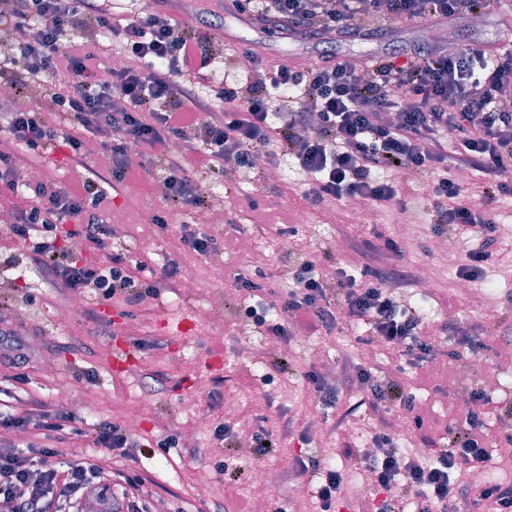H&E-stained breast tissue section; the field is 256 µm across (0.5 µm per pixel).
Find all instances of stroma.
I'll return each instance as SVG.
<instances>
[{
  "label": "stroma",
  "mask_w": 512,
  "mask_h": 512,
  "mask_svg": "<svg viewBox=\"0 0 512 512\" xmlns=\"http://www.w3.org/2000/svg\"><path fill=\"white\" fill-rule=\"evenodd\" d=\"M504 28L496 12L487 13L481 22L452 18L439 22L426 31L405 25H392L387 31L367 40H344L326 43L297 36L281 38L263 31L259 25L247 26L228 16L214 50L218 59L214 66L216 82L238 79L230 65L236 51L253 47L274 61L316 63L327 55L359 60L410 48L427 41L440 45L464 42L494 48L503 42ZM280 179L267 182L263 190L210 173L201 174L211 192L221 195L228 219L211 224V234L219 240H231L233 249L218 250L197 256L183 250L179 229L162 228L148 223L147 216L161 205L156 190L147 180L137 181L136 193H122L112 207L111 221L117 232L103 249L88 252L89 260L105 259L107 253L128 250L139 252L143 237L155 243L152 257L156 265L172 261L182 267L195 268L200 286L195 292L176 287L158 297L146 298L136 309L134 318L120 316L117 309L102 310L103 321L96 324L76 315L67 323L58 322L56 312L62 303L56 293L41 285L26 257H19L17 269L0 265V294L12 295L14 306L8 321L21 333L36 332L40 348L25 370L26 381L11 379L12 371L0 368V400L11 403L13 396L42 400L48 408H57L59 384H67L74 402L81 407L77 417L92 420L105 416L114 421L126 420L140 401L149 395L152 405L141 418L134 434L139 441L155 443L154 453L134 452L123 459L122 467L149 477L147 491L157 512H253L256 505L250 490L251 474L242 472L236 479L220 474L217 465L226 458L248 462L254 457L250 448L218 447L211 439L215 419L237 423L239 432L253 433L257 426L276 428L280 417L295 416L299 425L317 426L321 414L316 410L308 384L303 377L309 365L321 370L333 368L337 358L356 353L357 338L364 335L361 325L339 331L338 347H331L329 336L309 337L307 344L290 351L287 372L267 375L259 358L267 357L266 337L253 331L244 317L234 315L235 291L231 286L237 270H262L269 280L279 276L280 229L292 226L302 198L305 173L292 157L278 159ZM312 228L300 231L294 249L317 255H336L342 267L362 265L367 242L375 233L396 237L400 221L398 212L377 217L375 226L348 221L346 204L332 202L325 208L311 210ZM413 237L401 241L402 262L415 274H428L435 281L432 293L420 294L407 288V297L428 319L455 320L471 341H487L490 332L512 329V263H499L488 268L487 276L473 281L469 292L457 286L455 269L444 264L432 249V235L425 210L411 215ZM265 226L264 234H256L253 222ZM33 294L34 303H26L25 294ZM219 309L218 319H211L212 309ZM185 320L191 326L187 334H173L167 324ZM138 327L142 337L152 344L133 349L134 364L130 371L112 369L110 355L116 343L127 341L129 327ZM473 355L468 344L456 347L455 355L439 356L433 370L424 376L417 392L425 414L435 433H443L453 423L461 405L468 398L471 383L460 382L457 372ZM198 392L193 411H185L182 402L191 392ZM258 393L265 399L262 408H251L248 394ZM109 399L105 410L90 404L92 395ZM175 436L177 445L161 447V440ZM346 441L340 434L323 439L314 434L309 446L322 463L342 468L348 490L361 487L359 469L341 455ZM293 454L284 447L277 455L262 459L271 482L277 486L275 496L266 498L263 512H315L312 486L306 482L288 481L286 471ZM211 475L208 484L194 481L195 470Z\"/></svg>",
  "instance_id": "35a3bbf8"
}]
</instances>
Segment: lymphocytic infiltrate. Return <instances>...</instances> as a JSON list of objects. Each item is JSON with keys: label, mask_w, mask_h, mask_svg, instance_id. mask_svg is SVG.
Returning a JSON list of instances; mask_svg holds the SVG:
<instances>
[{"label": "lymphocytic infiltrate", "mask_w": 512, "mask_h": 512, "mask_svg": "<svg viewBox=\"0 0 512 512\" xmlns=\"http://www.w3.org/2000/svg\"><path fill=\"white\" fill-rule=\"evenodd\" d=\"M170 0H155L151 10L138 8L115 16L112 0H12L0 11V29L15 37L12 53L0 58V86L12 90L0 99V131L13 150H0V198L12 200L9 233L25 251L40 279L64 299L88 294L114 298L130 307L156 296L176 277L169 264L154 280L142 278L144 262L122 254L97 265L84 259L67 238L84 246L103 245L113 234L108 219L112 202L133 176L131 149L150 148L149 165L160 167L156 186L163 209L184 214L204 210L211 196L198 172L220 174L225 158L236 169L256 172L255 159L294 157L308 174L304 199L318 207L330 200L361 198L391 204L406 213L413 203L405 186L385 180L398 170L426 184L425 207L435 233L446 228L465 240L457 275L475 280L493 258L499 238L494 213L503 196L512 195V49L487 50L464 44L416 47L361 65L335 58L302 70L271 63L247 49L249 61L237 84L213 87L209 97L198 88L207 82L215 61V33L224 17L203 9L191 19L172 17ZM236 14L266 29L287 24L311 37L334 35L361 39L396 22L436 23L457 16L474 18L500 9L503 0H231ZM123 44L129 65L102 66L97 45L86 40L89 29ZM39 86L37 102L18 109L14 98ZM55 112L47 122L43 110ZM400 113L396 123L384 113ZM96 137L108 161L107 175L91 172L72 189L46 180H19L20 168L51 153L83 165L87 137ZM487 175L478 195H471L458 171ZM402 250L392 238L374 249L372 264L360 274L343 268L327 271L320 258L308 256L281 269L292 289L280 303L282 321L270 322L263 302L254 298L260 284L235 275L241 296L252 297L247 318L281 343L304 331L333 328L339 321L370 325L383 346L412 368L432 363L434 346L415 306L400 304L395 290L412 277L401 266ZM0 300V363L25 382L30 348L3 316ZM305 380L322 403L335 405L338 393L366 396L371 410L387 413L398 406L417 430H425L422 411L396 377L375 382L365 366L343 356L336 383L328 385L317 367ZM69 430L91 444L88 452L64 461L41 435ZM0 430L26 434L20 444L0 448V502L12 512H84L88 494L111 505V512H150L143 497L146 476L114 467L137 447L120 422L107 419L80 427L71 412L46 409L27 401L18 412L0 413ZM372 450L344 448L346 457L373 474L368 497L358 512H395L396 502L412 501L415 512H512V483L488 481L480 467L512 446V432L489 436L485 421L463 407L446 447L422 463L406 458L388 428L371 438ZM468 466L471 477L459 484L455 474ZM294 477L321 474L314 491L319 512H336L345 481L341 471L321 468L309 455L291 459Z\"/></svg>", "instance_id": "1"}]
</instances>
